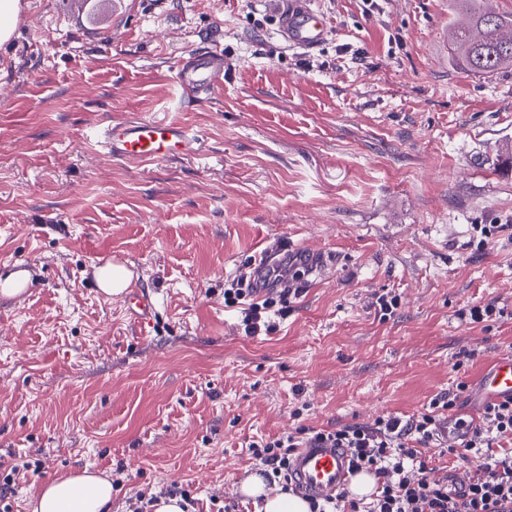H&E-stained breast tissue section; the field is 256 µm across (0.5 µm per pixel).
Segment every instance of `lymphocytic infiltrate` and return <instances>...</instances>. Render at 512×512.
Wrapping results in <instances>:
<instances>
[{"mask_svg":"<svg viewBox=\"0 0 512 512\" xmlns=\"http://www.w3.org/2000/svg\"><path fill=\"white\" fill-rule=\"evenodd\" d=\"M277 280L266 283L268 294L252 301L254 286L239 279L237 287L224 291L229 304L249 300L242 318L245 335L271 332L276 314ZM454 398L442 395L432 399L424 412L409 418L386 416L374 425H346L336 429L300 426L285 436L252 442L250 450L266 470L268 484L290 485L292 457L301 448H342L354 471L374 474L376 487L369 504L342 493L331 498L310 499V512H512V451L486 456L495 439L512 438V400L487 403L482 424L461 443L448 446L447 453L461 461L482 458L468 485L460 492L450 491L448 481L431 475L434 456L428 445L443 411L452 409Z\"/></svg>","mask_w":512,"mask_h":512,"instance_id":"obj_1","label":"lymphocytic infiltrate"}]
</instances>
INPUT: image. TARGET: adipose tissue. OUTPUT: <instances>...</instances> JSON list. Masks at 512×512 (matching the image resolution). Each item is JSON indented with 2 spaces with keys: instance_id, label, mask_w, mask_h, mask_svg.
<instances>
[{
  "instance_id": "obj_1",
  "label": "adipose tissue",
  "mask_w": 512,
  "mask_h": 512,
  "mask_svg": "<svg viewBox=\"0 0 512 512\" xmlns=\"http://www.w3.org/2000/svg\"><path fill=\"white\" fill-rule=\"evenodd\" d=\"M112 481L82 470L57 476L40 485L29 502L31 512H110ZM247 496L260 498L257 512H310L308 501L288 492L268 493L261 476L251 475L241 486Z\"/></svg>"
}]
</instances>
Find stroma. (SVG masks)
Returning <instances> with one entry per match:
<instances>
[{
  "label": "stroma",
  "instance_id": "obj_1",
  "mask_svg": "<svg viewBox=\"0 0 512 512\" xmlns=\"http://www.w3.org/2000/svg\"><path fill=\"white\" fill-rule=\"evenodd\" d=\"M312 2L330 34L305 52L264 0H20L0 49V278L24 263L30 286L0 299V465L40 468L15 474L12 512L83 468L111 475L112 512L175 483L200 512H255L252 441L407 418L460 382L458 413H481L474 376L512 352V71L455 61L453 0ZM204 49L224 82L183 95L179 62ZM172 119L196 154L129 163L94 138ZM274 244L330 265L248 336L224 290ZM108 262L150 325L99 291ZM493 299L502 317L470 323Z\"/></svg>",
  "mask_w": 512,
  "mask_h": 512
}]
</instances>
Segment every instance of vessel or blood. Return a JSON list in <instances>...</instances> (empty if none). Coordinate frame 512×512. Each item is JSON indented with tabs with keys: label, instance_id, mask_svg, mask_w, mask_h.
Instances as JSON below:
<instances>
[{
	"label": "vessel or blood",
	"instance_id": "b4317fda",
	"mask_svg": "<svg viewBox=\"0 0 512 512\" xmlns=\"http://www.w3.org/2000/svg\"><path fill=\"white\" fill-rule=\"evenodd\" d=\"M278 18V34L289 47L311 51L321 46L329 33L326 16L312 8L311 0H268ZM224 61L218 53L194 55L178 70L177 82L184 93L208 90L224 81ZM99 143L108 157L125 162H156L195 152L198 136L183 122L113 123L101 128ZM478 386L486 400L512 399V354L492 358L482 371ZM472 421L454 415L439 423L436 435L442 441L461 438ZM290 475L300 493L324 498L347 490L352 482L349 457L340 448L299 449Z\"/></svg>",
	"mask_w": 512,
	"mask_h": 512
}]
</instances>
